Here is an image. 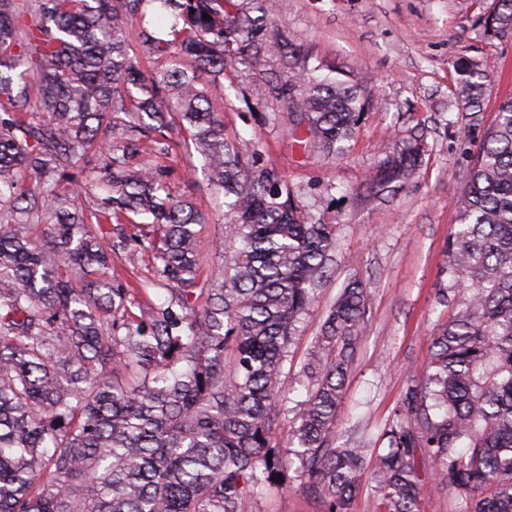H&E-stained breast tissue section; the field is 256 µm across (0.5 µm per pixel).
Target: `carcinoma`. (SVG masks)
I'll list each match as a JSON object with an SVG mask.
<instances>
[{"instance_id":"obj_1","label":"carcinoma","mask_w":512,"mask_h":512,"mask_svg":"<svg viewBox=\"0 0 512 512\" xmlns=\"http://www.w3.org/2000/svg\"><path fill=\"white\" fill-rule=\"evenodd\" d=\"M157 2L179 23L168 39L139 29L146 49L173 54L170 69L147 75L128 35L143 0H39L28 15L0 0V512H242L293 478L323 512H351L365 477L381 512H425L430 478L460 512H512V96L456 201L446 273L458 311L430 337L427 369L410 380L383 447L336 445L367 307L356 282L307 353L305 397L283 436V367L319 302L336 225L239 150L210 91L229 107L238 74L264 79L278 60L271 89L292 133L304 129V147L329 155L353 137L368 99L268 35L274 0ZM481 20L487 39L511 36L512 0H492ZM456 71L459 98L480 108L488 75L473 60ZM175 128L224 194L231 257L205 282L203 214L170 196L150 160ZM423 156L420 136L400 141L368 189L410 180ZM112 222L152 232L106 230ZM32 224L46 225L42 240L27 235ZM138 250L153 254V280L112 285V257ZM158 288L169 291L160 304Z\"/></svg>"}]
</instances>
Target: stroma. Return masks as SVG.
Masks as SVG:
<instances>
[{"mask_svg": "<svg viewBox=\"0 0 512 512\" xmlns=\"http://www.w3.org/2000/svg\"><path fill=\"white\" fill-rule=\"evenodd\" d=\"M269 35H287L301 54L336 67L365 93L369 105L340 157L304 152L289 132L286 107L269 86L240 77L224 128L239 147L284 174L307 208L335 225L337 248L319 302L304 315L284 366L281 396L304 395L303 358L345 283L368 292L365 328L336 415V443L380 447V435L412 377L429 360L438 324L457 311L441 299L448 237L476 148L474 138L495 119V103L512 93V36L486 40L478 0H277ZM480 62L489 77L480 111L457 97L458 58ZM426 145L418 173L384 197L366 189L367 175L409 134ZM172 195L200 205L203 275L223 267L227 246L224 199L212 193L202 158L190 148L158 156ZM244 512H321L299 483L247 500Z\"/></svg>", "mask_w": 512, "mask_h": 512, "instance_id": "obj_1", "label": "stroma"}]
</instances>
